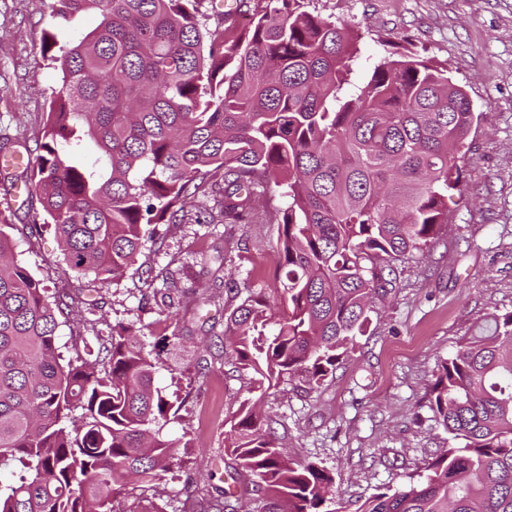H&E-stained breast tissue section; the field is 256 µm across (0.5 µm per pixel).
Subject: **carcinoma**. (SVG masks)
<instances>
[{
    "label": "carcinoma",
    "mask_w": 512,
    "mask_h": 512,
    "mask_svg": "<svg viewBox=\"0 0 512 512\" xmlns=\"http://www.w3.org/2000/svg\"><path fill=\"white\" fill-rule=\"evenodd\" d=\"M200 4L50 0L59 27L89 10L100 21L69 43L44 32L61 86L21 177L67 267L99 281L123 277L150 226L199 198L226 224H252L269 189H284L288 207L265 220L278 225L285 314L250 291L225 338L255 388L300 374L313 389L365 335L394 264L448 223L475 112L447 65L408 55L381 58L348 90L356 38L305 0H266L248 25L234 12L213 29ZM64 304L0 229V512H112L126 480H159L173 459L160 433L172 405L135 334L119 325L66 361ZM428 401L448 447L356 512H512V313L483 318L438 364ZM227 441L257 494L246 512H346L331 472L283 456L251 400Z\"/></svg>",
    "instance_id": "1"
}]
</instances>
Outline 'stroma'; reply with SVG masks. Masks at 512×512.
<instances>
[{"mask_svg":"<svg viewBox=\"0 0 512 512\" xmlns=\"http://www.w3.org/2000/svg\"><path fill=\"white\" fill-rule=\"evenodd\" d=\"M307 8L345 21L358 36L353 82L387 52L430 58L447 64L478 116L462 151L463 182L448 195L447 224L426 255L397 264L390 292L372 303L366 334L319 388L285 376L254 393L250 374L225 361L229 286L279 303L277 225L225 223L204 200L177 223L156 225L140 259L174 274L166 307L162 286L136 274L101 283L71 271L53 229L28 237L22 227L41 215L38 197L0 175V198L15 200L0 209V224L17 260L68 302L57 316L63 357H74L75 336L91 341L132 326L173 404L162 434L182 445L171 469L115 493L113 512L148 503L155 512H218L228 488L252 500L253 486L226 446L230 421L251 396L283 453L331 470L354 510L447 447L425 399L436 367L484 317L512 312V0H307ZM54 27L47 0H0V144L30 161L62 77L40 51L43 32Z\"/></svg>","mask_w":512,"mask_h":512,"instance_id":"obj_1","label":"stroma"}]
</instances>
